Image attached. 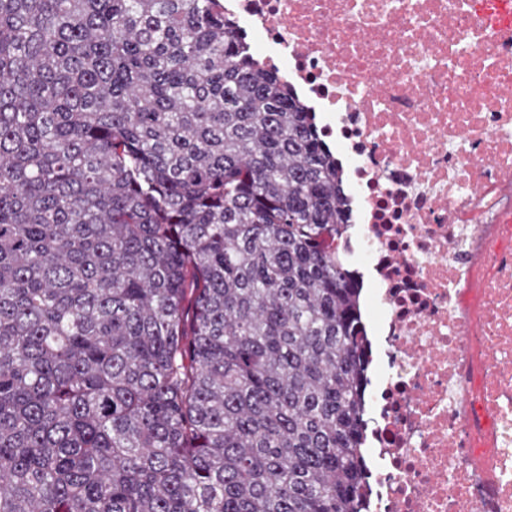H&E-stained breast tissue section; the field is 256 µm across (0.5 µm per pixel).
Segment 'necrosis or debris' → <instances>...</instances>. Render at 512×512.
Returning <instances> with one entry per match:
<instances>
[{
	"instance_id": "necrosis-or-debris-1",
	"label": "necrosis or debris",
	"mask_w": 512,
	"mask_h": 512,
	"mask_svg": "<svg viewBox=\"0 0 512 512\" xmlns=\"http://www.w3.org/2000/svg\"><path fill=\"white\" fill-rule=\"evenodd\" d=\"M478 2L224 3L344 157L370 512H512V26Z\"/></svg>"
}]
</instances>
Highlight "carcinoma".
<instances>
[{
	"instance_id": "carcinoma-1",
	"label": "carcinoma",
	"mask_w": 512,
	"mask_h": 512,
	"mask_svg": "<svg viewBox=\"0 0 512 512\" xmlns=\"http://www.w3.org/2000/svg\"><path fill=\"white\" fill-rule=\"evenodd\" d=\"M351 226L222 0H0V512H368Z\"/></svg>"
}]
</instances>
